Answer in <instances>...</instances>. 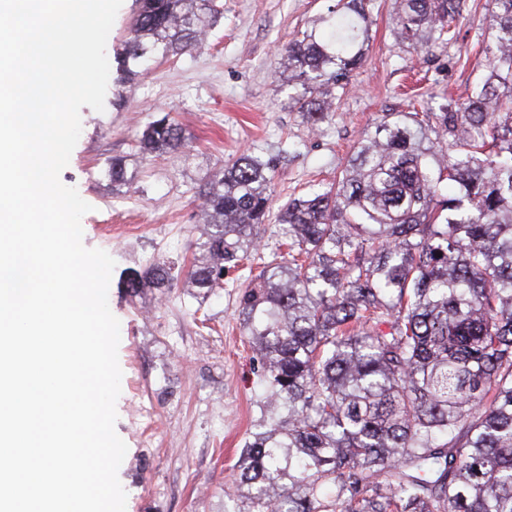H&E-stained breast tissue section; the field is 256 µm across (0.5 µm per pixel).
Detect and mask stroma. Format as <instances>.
<instances>
[{
  "mask_svg": "<svg viewBox=\"0 0 512 512\" xmlns=\"http://www.w3.org/2000/svg\"><path fill=\"white\" fill-rule=\"evenodd\" d=\"M222 14L203 47L144 59L137 79L120 81V53L139 0H123L109 33L105 109L82 107V131L60 174L91 206L81 226L85 247L116 262L108 292L120 322L121 394L115 430L127 454L118 470L126 512H246L227 496L244 444L262 429L261 368L247 341L238 297L260 260L287 253L277 221L294 192L334 183L361 136L384 113L407 112L409 93L439 106L470 94L488 61L478 24L490 0H467L455 43L408 48L394 35L393 0H370L365 58L323 130L311 131L291 108L295 87L279 76L281 49L325 14L334 0H220ZM170 114L184 130L177 154H144L137 139ZM290 151L260 227L259 261L226 269L223 286L203 294L185 287L202 228L199 191L244 150ZM125 164L132 188H114L112 159ZM164 261L176 279L137 296L131 271Z\"/></svg>",
  "mask_w": 512,
  "mask_h": 512,
  "instance_id": "1",
  "label": "stroma"
}]
</instances>
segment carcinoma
Instances as JSON below:
<instances>
[{
  "label": "carcinoma",
  "mask_w": 512,
  "mask_h": 512,
  "mask_svg": "<svg viewBox=\"0 0 512 512\" xmlns=\"http://www.w3.org/2000/svg\"><path fill=\"white\" fill-rule=\"evenodd\" d=\"M368 2L337 0L325 36L306 30L281 55L313 129L362 62ZM492 3L479 30L494 46L469 96L385 113L335 183L279 210L287 256L239 300L264 370L266 430L232 488L249 512H512V0ZM465 9L394 0L395 33L449 46ZM219 13L217 0H141L126 72L201 46ZM139 143L166 154L185 139L165 114ZM277 160L246 151L205 182L189 287H216L256 247ZM174 279L159 262L125 287Z\"/></svg>",
  "instance_id": "carcinoma-1"
}]
</instances>
